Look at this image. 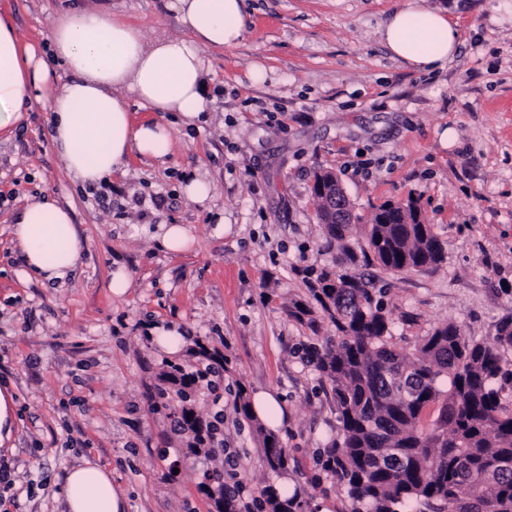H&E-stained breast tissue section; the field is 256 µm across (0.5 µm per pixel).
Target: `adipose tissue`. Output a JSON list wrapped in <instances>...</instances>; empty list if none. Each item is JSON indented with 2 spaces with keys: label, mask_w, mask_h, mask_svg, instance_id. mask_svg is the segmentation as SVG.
Returning a JSON list of instances; mask_svg holds the SVG:
<instances>
[{
  "label": "adipose tissue",
  "mask_w": 512,
  "mask_h": 512,
  "mask_svg": "<svg viewBox=\"0 0 512 512\" xmlns=\"http://www.w3.org/2000/svg\"><path fill=\"white\" fill-rule=\"evenodd\" d=\"M187 30L147 43L141 26L108 10L70 11L50 31L52 61L22 44L9 16L0 15V133L11 131L23 112L51 99V141L66 169L84 184L123 171L133 155L161 158L173 143L167 124L135 121L130 100L152 112H168L185 125L199 121L206 106V47H231L247 22L244 0H171ZM382 41L412 67L445 66L460 44V32L441 10L404 0L391 13ZM70 78L58 82V68ZM25 276L66 282L85 249L73 210L51 196L24 205L10 229ZM61 494L67 512H124L125 499L109 470L91 462L69 470Z\"/></svg>",
  "instance_id": "obj_1"
}]
</instances>
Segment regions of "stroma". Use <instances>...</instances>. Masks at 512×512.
I'll list each match as a JSON object with an SVG mask.
<instances>
[{
  "label": "stroma",
  "instance_id": "35a3bbf8",
  "mask_svg": "<svg viewBox=\"0 0 512 512\" xmlns=\"http://www.w3.org/2000/svg\"><path fill=\"white\" fill-rule=\"evenodd\" d=\"M88 0H0L37 52L63 14ZM142 25L148 40L183 35L168 0H99ZM403 0H245L246 30L231 48L204 49L207 114L170 123L165 160L135 157L125 174L78 184L48 134L49 102L0 136V384L17 394L18 422L0 458L30 484L6 512H65L59 481L90 459L110 470L126 512H216L204 491L213 464L191 452L172 421L224 414L233 471L253 493L297 495V512H347L345 489L317 464L339 433L336 403L309 344L336 329L316 306L312 273L374 276L392 341L414 350L451 322L488 342L512 315V0H419L447 10L458 51L424 72L393 58L383 27ZM265 73L254 81V69ZM335 172L351 205L347 259L330 245L312 196L313 174ZM212 186L197 202L182 189ZM71 204L86 251L59 286L25 279L10 225L41 193ZM414 200L444 247L422 270L386 272L366 252L365 228L387 201ZM192 243L166 251L161 228ZM130 280L120 296L112 275ZM313 310L298 320L295 304ZM177 328L183 352L159 350L154 326ZM214 356L212 385L181 399L167 361ZM270 390L288 423L269 434L238 410ZM288 452L270 469L265 439Z\"/></svg>",
  "mask_w": 512,
  "mask_h": 512
}]
</instances>
